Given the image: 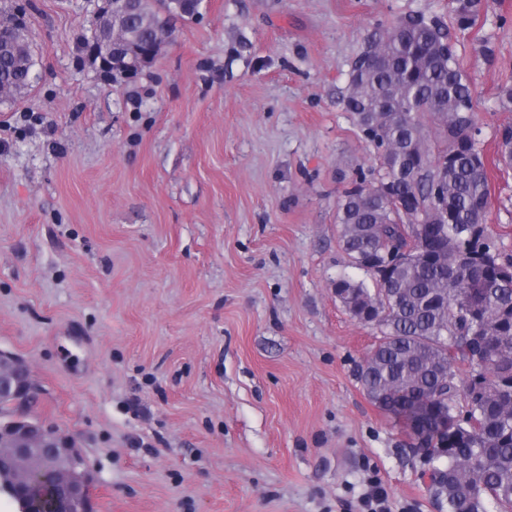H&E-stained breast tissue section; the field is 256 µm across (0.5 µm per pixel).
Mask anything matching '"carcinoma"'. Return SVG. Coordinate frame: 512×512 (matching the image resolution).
Here are the masks:
<instances>
[{"label": "carcinoma", "mask_w": 512, "mask_h": 512, "mask_svg": "<svg viewBox=\"0 0 512 512\" xmlns=\"http://www.w3.org/2000/svg\"><path fill=\"white\" fill-rule=\"evenodd\" d=\"M180 0H144L115 24L120 38L156 44L179 19L194 14ZM460 30L472 28L487 0H452ZM28 32L0 35V90L32 86ZM375 164L358 170L337 204L340 243L358 255L406 252L387 280L339 277L364 305L381 336L358 379L375 405L402 425L412 448H424L429 488L448 512H512V254L488 234L490 190L479 146L473 79L448 26L422 14L399 17L372 37L353 62L345 99ZM501 160L512 165V123L496 130ZM486 316L493 351L468 342ZM488 387L460 388L457 364Z\"/></svg>", "instance_id": "1"}]
</instances>
